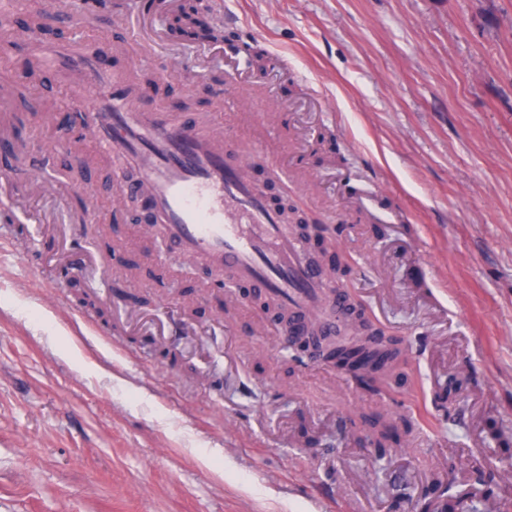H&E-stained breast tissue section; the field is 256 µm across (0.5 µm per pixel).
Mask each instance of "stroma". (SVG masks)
<instances>
[{
    "label": "stroma",
    "mask_w": 512,
    "mask_h": 512,
    "mask_svg": "<svg viewBox=\"0 0 512 512\" xmlns=\"http://www.w3.org/2000/svg\"><path fill=\"white\" fill-rule=\"evenodd\" d=\"M260 70L159 22L180 71L135 62L154 101L197 117L218 93L260 84L288 113L258 145L288 161L326 141L318 190L269 183L295 221L326 227L315 249L351 257L337 284L402 341L413 373L353 387L319 358H293L270 304L209 293L171 245L123 238L131 275L99 271L112 231V165L82 144L47 162L87 190L92 213L32 193L46 232L0 223V512H415L445 487L467 512H512V0H228ZM0 56V88L39 110L66 86ZM163 262H156V254ZM394 421L384 453L371 421Z\"/></svg>",
    "instance_id": "1"
}]
</instances>
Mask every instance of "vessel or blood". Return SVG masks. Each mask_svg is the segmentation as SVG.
Returning a JSON list of instances; mask_svg holds the SVG:
<instances>
[{
  "instance_id": "obj_1",
  "label": "vessel or blood",
  "mask_w": 512,
  "mask_h": 512,
  "mask_svg": "<svg viewBox=\"0 0 512 512\" xmlns=\"http://www.w3.org/2000/svg\"><path fill=\"white\" fill-rule=\"evenodd\" d=\"M78 24L81 15L111 11L114 18L161 16L160 0H0V32L11 30L18 10ZM48 67L71 73L64 105L79 113L99 148L120 156L143 180L116 178L119 195L141 196L155 223L187 261L204 260L216 278L263 288L279 306L292 311L289 334L301 332L307 318L321 321L322 333L350 316L342 288L309 257L306 242L288 234L280 215L247 173L256 149L239 141L232 129L200 128L172 112L145 106L129 72L114 70L103 49L89 44L69 52L52 42L35 44ZM41 179L60 199L76 197L46 167L19 172L0 167V216L11 214L36 223L20 209L32 179Z\"/></svg>"
}]
</instances>
